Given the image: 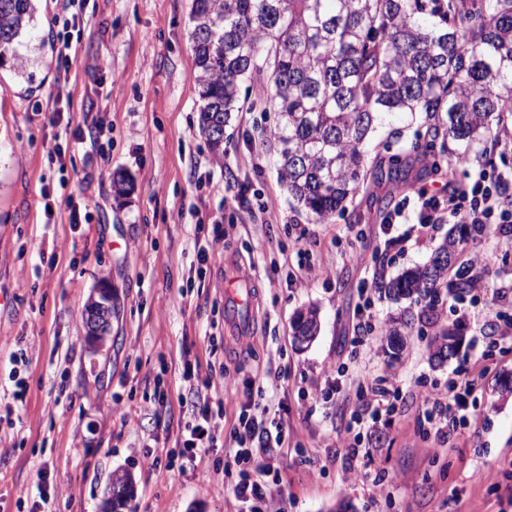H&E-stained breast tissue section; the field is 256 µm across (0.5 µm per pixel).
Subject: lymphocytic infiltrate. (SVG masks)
<instances>
[{
  "label": "lymphocytic infiltrate",
  "mask_w": 512,
  "mask_h": 512,
  "mask_svg": "<svg viewBox=\"0 0 512 512\" xmlns=\"http://www.w3.org/2000/svg\"><path fill=\"white\" fill-rule=\"evenodd\" d=\"M492 143L488 158L470 168L463 188L452 187L443 194L421 188L403 196L397 208L382 220L381 235L388 238L397 231L402 240L408 241L429 236L437 225L452 222L476 230L490 224L497 235L512 238V130L500 129ZM485 263L481 255L469 259L465 271L472 278L473 286L469 294L457 300L456 321L465 328L490 311L499 336L512 338V279L493 283L483 280L478 272ZM367 389L371 399L364 414L355 415L348 424L347 433L392 422L397 412L395 398L400 388L395 375L370 378ZM471 389V382L452 378L442 394L424 395L419 424L442 439L467 427ZM192 416L180 439V455L188 460L195 457L197 449L215 447L224 429L223 411L214 410L210 403L200 404ZM285 434L282 421L257 412L255 405L241 407L231 431L234 446L224 469L235 472L232 494L248 503L249 512H279L282 478L277 469L262 461L261 455L268 448L282 447Z\"/></svg>",
  "instance_id": "f902f5d3"
}]
</instances>
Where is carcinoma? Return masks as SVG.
Listing matches in <instances>:
<instances>
[{"mask_svg": "<svg viewBox=\"0 0 512 512\" xmlns=\"http://www.w3.org/2000/svg\"><path fill=\"white\" fill-rule=\"evenodd\" d=\"M36 0H0V53L36 13ZM193 79L198 125L216 159L248 77H267V138L288 194L319 223L346 211L363 190L402 182L414 156L433 157L435 174L455 166L492 136V119L512 112V0H192ZM421 119L428 141L368 160L365 141L387 117ZM473 231L456 224L430 262L383 282L394 300L432 312L442 294L463 295L453 276ZM414 315L390 322L386 347L398 356ZM314 308L297 313L294 336L313 339ZM458 334L443 328L431 357L453 356Z\"/></svg>", "mask_w": 512, "mask_h": 512, "instance_id": "carcinoma-1", "label": "carcinoma"}]
</instances>
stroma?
Segmentation results:
<instances>
[{"mask_svg": "<svg viewBox=\"0 0 512 512\" xmlns=\"http://www.w3.org/2000/svg\"><path fill=\"white\" fill-rule=\"evenodd\" d=\"M190 9L191 0H86L63 78L51 31L61 3L39 0L32 26L0 56V512H101L117 470L133 477L132 512H241L224 472L229 434L186 467L168 464L197 396L223 399L227 427L250 401L287 423V447L270 454L284 478L281 512H498L512 495L497 473L512 460V394L499 387L512 349L490 347L489 328H458L455 354L432 361L438 325L457 328L448 296L416 323L401 358L381 342L349 344L363 281L428 263L448 225L385 244L378 224L390 208L363 193L317 223L259 136L273 122L255 108L262 79L242 82L224 161L213 165L198 127ZM119 173L134 183L124 198L112 189ZM240 185L264 210L239 207ZM217 224L228 229L219 241ZM299 225L309 231L300 243ZM300 248L312 270L292 285ZM232 268L254 289V329L243 337L224 329ZM104 281L110 338L94 351L84 312ZM308 307L320 331L300 349L291 323ZM187 360L223 369V391L193 392L181 376ZM387 371L401 379L397 416L356 461L390 478L389 496L378 497L369 482L346 480L344 428L363 409L359 379ZM454 375L474 382L470 427L445 440L422 433L418 392L444 391ZM159 376L166 395L155 404Z\"/></svg>", "mask_w": 512, "mask_h": 512, "instance_id": "obj_1", "label": "stroma"}]
</instances>
